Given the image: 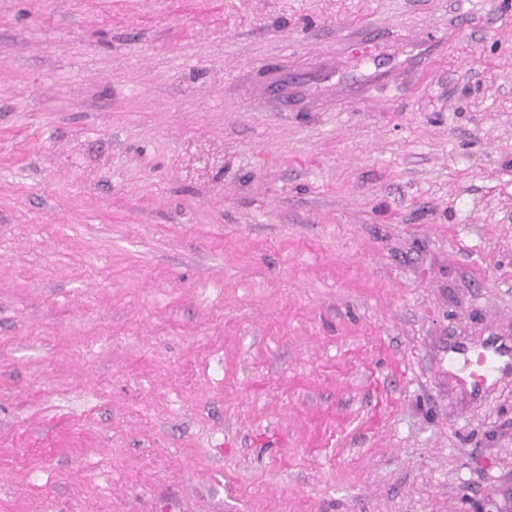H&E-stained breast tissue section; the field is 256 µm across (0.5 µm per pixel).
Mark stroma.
<instances>
[{
  "instance_id": "1",
  "label": "stroma",
  "mask_w": 512,
  "mask_h": 512,
  "mask_svg": "<svg viewBox=\"0 0 512 512\" xmlns=\"http://www.w3.org/2000/svg\"><path fill=\"white\" fill-rule=\"evenodd\" d=\"M512 0H0V512H493ZM477 360L481 362L480 371L473 370L468 376L474 390L483 388L496 373L512 367V349L503 343L490 341L477 354Z\"/></svg>"
}]
</instances>
